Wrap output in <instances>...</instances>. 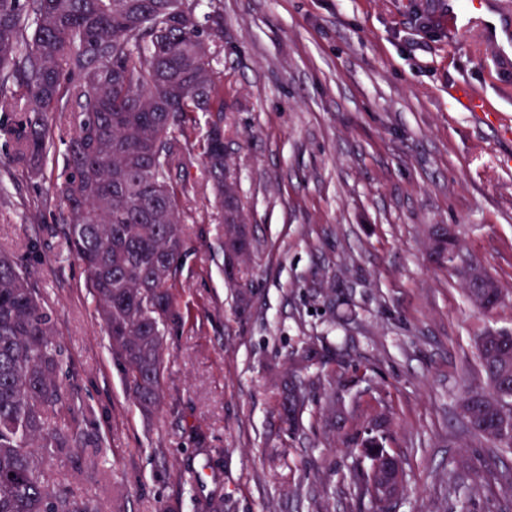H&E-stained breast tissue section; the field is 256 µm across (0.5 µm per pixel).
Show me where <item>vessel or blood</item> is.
<instances>
[{
    "instance_id": "vessel-or-blood-1",
    "label": "vessel or blood",
    "mask_w": 512,
    "mask_h": 512,
    "mask_svg": "<svg viewBox=\"0 0 512 512\" xmlns=\"http://www.w3.org/2000/svg\"><path fill=\"white\" fill-rule=\"evenodd\" d=\"M486 4L487 0H448V33L457 40L477 37L490 55L502 60L512 58V50L493 35L497 25L512 22V0H497L491 15L486 12ZM450 97L466 111L487 119L492 116L488 99L470 86L455 87Z\"/></svg>"
}]
</instances>
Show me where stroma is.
<instances>
[{
  "label": "stroma",
  "mask_w": 512,
  "mask_h": 512,
  "mask_svg": "<svg viewBox=\"0 0 512 512\" xmlns=\"http://www.w3.org/2000/svg\"><path fill=\"white\" fill-rule=\"evenodd\" d=\"M226 137L257 249L241 306L218 250L224 235L201 148L184 186L185 254L165 331L164 400L129 398L71 250L55 185L68 125L38 175L11 162L0 134V250L27 253L73 370L65 385L102 448L61 456L53 476L98 512H365L346 484L362 441L403 458L396 512H512L468 494L462 460L484 467L468 432L464 386H483L476 343L512 331V139L456 106L450 86L482 92L512 124V69L478 40L448 35L444 0H221ZM41 204L38 221L26 205ZM452 226L506 297L485 314L427 234ZM314 356L296 370L303 349ZM298 374L308 405L283 421L281 383ZM498 467L512 468L500 453Z\"/></svg>",
  "instance_id": "stroma-1"
}]
</instances>
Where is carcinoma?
I'll use <instances>...</instances> for the list:
<instances>
[{
  "label": "carcinoma",
  "instance_id": "cac0c4a2",
  "mask_svg": "<svg viewBox=\"0 0 512 512\" xmlns=\"http://www.w3.org/2000/svg\"><path fill=\"white\" fill-rule=\"evenodd\" d=\"M199 0H0V124H13L14 159L38 174L55 146L54 125L72 117L68 174L58 187L67 236L87 273L112 355L133 402H163L164 329L175 315L171 291L184 249L181 190L173 171L195 147V113L212 112L203 156L224 224L226 274L248 302L247 273L235 262L253 237L224 146V97L211 56L224 43L215 6L199 24ZM182 139H177L175 133ZM434 253H455L453 230L431 232ZM466 294L490 313L502 302L487 273L464 280ZM487 388L468 389L461 406L471 435L512 451V331L478 342ZM69 374L30 264L0 251V512H93L50 471L72 448L100 447L82 428L63 381ZM289 429L298 428L306 390L287 385ZM372 512L392 506L375 486L374 467L351 478ZM512 497V469L476 475Z\"/></svg>",
  "mask_w": 512,
  "mask_h": 512
}]
</instances>
